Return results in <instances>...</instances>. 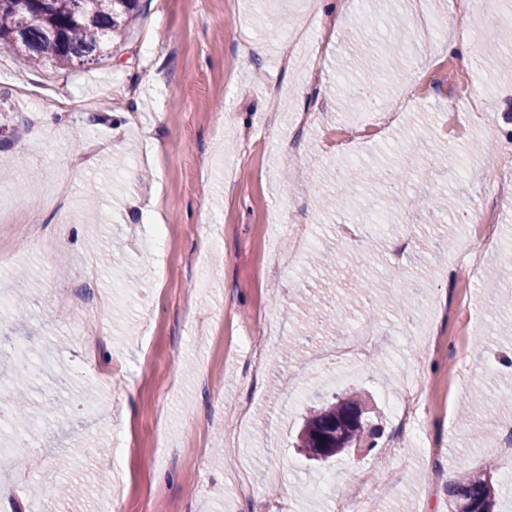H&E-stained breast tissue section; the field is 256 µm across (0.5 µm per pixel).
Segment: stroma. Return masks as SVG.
Instances as JSON below:
<instances>
[{"mask_svg":"<svg viewBox=\"0 0 512 512\" xmlns=\"http://www.w3.org/2000/svg\"><path fill=\"white\" fill-rule=\"evenodd\" d=\"M336 27L306 0H139L123 43L65 69L0 50V356L50 348L28 396L34 436L0 430V512H338L363 473L370 512H448L458 470L486 472L512 512L498 454L512 446V0H335ZM470 18V56L445 29L416 44L415 20ZM314 123H305L306 115ZM373 115L381 134L336 144ZM448 156L435 170L433 154ZM416 157V178L364 182L326 212L346 168ZM448 207L421 211V197ZM497 216L478 280L471 222ZM213 235L200 234L203 226ZM313 247L371 256L349 277L289 257ZM36 237L54 240L48 251ZM37 293L9 303L13 274ZM385 295L346 303L364 278ZM419 287L400 313V286ZM336 297V326L308 335L301 297ZM106 301L102 318L69 297ZM365 356L336 353L359 322ZM428 396L399 437L392 400ZM358 392L377 448L318 463L299 448L309 406ZM96 413H87L85 393ZM66 461L86 486L62 500L38 470Z\"/></svg>","mask_w":512,"mask_h":512,"instance_id":"stroma-1","label":"stroma"}]
</instances>
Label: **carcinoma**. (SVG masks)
<instances>
[{"mask_svg": "<svg viewBox=\"0 0 512 512\" xmlns=\"http://www.w3.org/2000/svg\"><path fill=\"white\" fill-rule=\"evenodd\" d=\"M33 11L31 22L18 29L20 15ZM138 15V0H0V45L4 44L28 66L40 67L46 62L66 68L76 61L103 55L115 40L122 39ZM60 32L62 39L52 42L49 33ZM415 168L405 164L394 172L375 169L369 177L405 180ZM26 354L16 353L0 363V375L16 383L17 399L9 409L13 428L22 431L30 416L21 401L27 372ZM359 409V399L353 395L324 402L304 419L298 442L313 460L321 455V431L327 421L338 422L330 431V447L336 454L348 451L361 435L375 437L374 430L364 432L345 420L346 414ZM450 512H494V493L486 474L461 470L457 480L448 487Z\"/></svg>", "mask_w": 512, "mask_h": 512, "instance_id": "obj_1", "label": "carcinoma"}]
</instances>
